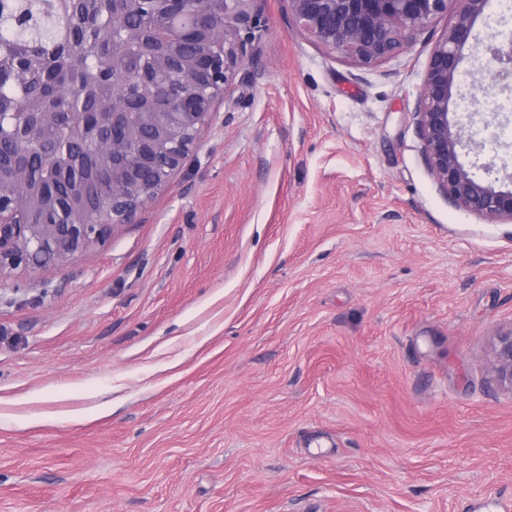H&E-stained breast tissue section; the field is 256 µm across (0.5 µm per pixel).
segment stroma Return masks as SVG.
<instances>
[{
	"label": "stroma",
	"instance_id": "obj_1",
	"mask_svg": "<svg viewBox=\"0 0 512 512\" xmlns=\"http://www.w3.org/2000/svg\"><path fill=\"white\" fill-rule=\"evenodd\" d=\"M257 7L136 222L0 276V512H512V232L449 204L412 119L453 14L361 67ZM491 368L499 384L512 393V327L494 336Z\"/></svg>",
	"mask_w": 512,
	"mask_h": 512
}]
</instances>
